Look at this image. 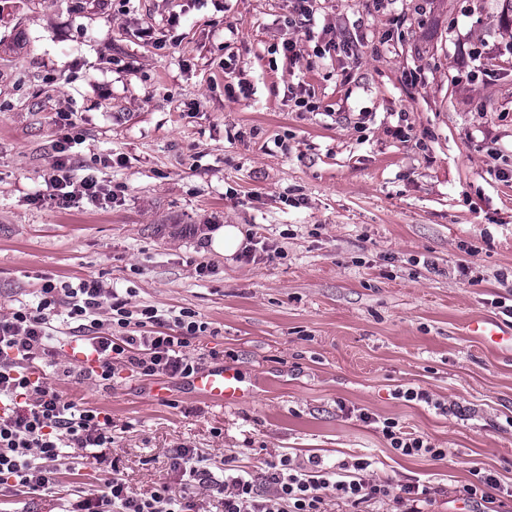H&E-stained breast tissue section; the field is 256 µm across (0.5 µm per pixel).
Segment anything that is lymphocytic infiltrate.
<instances>
[{"label": "lymphocytic infiltrate", "instance_id": "1", "mask_svg": "<svg viewBox=\"0 0 512 512\" xmlns=\"http://www.w3.org/2000/svg\"><path fill=\"white\" fill-rule=\"evenodd\" d=\"M61 133L58 154L45 178L60 205L74 193L97 199L106 193L94 174L73 181L65 150L73 140L72 113L56 116ZM95 279L77 286L45 282L37 302L11 309L0 316V493L51 491L59 486L63 467L74 458L100 460L114 440L112 416L102 408L65 399L48 381L45 368L60 365L65 346L80 342L87 357L76 374L99 386L111 387L120 372L136 377L188 378L201 368L192 355L193 341L208 330L195 312L170 315L153 306L130 308L127 300L108 299ZM109 305L112 319L107 334H100L97 315ZM66 310L70 333H53L59 310ZM173 467L182 477L180 491L162 485L142 496L130 495L122 478H105L99 493L60 496V512H195L199 491L218 493L224 512H323L326 497L359 508L376 499L411 500L418 489L370 479L371 463L358 459L336 468L320 458L294 462L281 456L267 463L261 475L213 464L193 448L175 449Z\"/></svg>", "mask_w": 512, "mask_h": 512}]
</instances>
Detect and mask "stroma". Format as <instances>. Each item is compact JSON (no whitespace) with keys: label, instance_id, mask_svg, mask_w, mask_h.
Masks as SVG:
<instances>
[{"label":"stroma","instance_id":"35a3bbf8","mask_svg":"<svg viewBox=\"0 0 512 512\" xmlns=\"http://www.w3.org/2000/svg\"><path fill=\"white\" fill-rule=\"evenodd\" d=\"M0 0V315L45 278H97L135 306L195 312L252 392L237 406L121 372L111 388L65 375L64 396L108 410L130 492L178 486L175 449L257 472L288 455L369 457L374 478L429 488L425 512L494 475L512 512V13L503 0ZM296 41L295 54L283 51ZM345 41L348 52L326 53ZM245 87L229 98L228 87ZM317 103L299 110L296 98ZM74 115L71 175L117 201L60 206L44 182L57 113ZM233 224L259 245L224 256ZM210 267L198 271L199 264ZM427 390L441 409L396 397ZM444 449L405 456L382 433ZM100 464L63 469L58 493L0 496V512H54L102 489ZM243 236L240 228L224 226L213 236L211 247L214 251L224 253V256H230L241 244ZM382 427L383 435L390 440L391 447L402 455L411 456L429 454L434 459H443L444 449L435 448L426 438L401 431L398 423L387 419Z\"/></svg>","mask_w":512,"mask_h":512}]
</instances>
